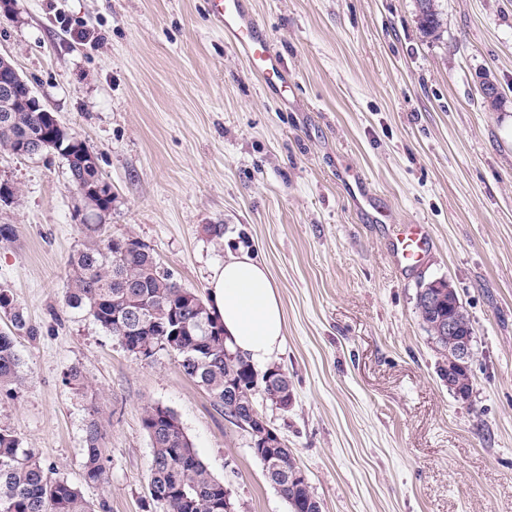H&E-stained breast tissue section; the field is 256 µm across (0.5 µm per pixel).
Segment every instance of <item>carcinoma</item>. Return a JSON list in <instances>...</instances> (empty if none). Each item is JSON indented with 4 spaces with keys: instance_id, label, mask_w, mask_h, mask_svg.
I'll return each mask as SVG.
<instances>
[{
    "instance_id": "cac0c4a2",
    "label": "carcinoma",
    "mask_w": 512,
    "mask_h": 512,
    "mask_svg": "<svg viewBox=\"0 0 512 512\" xmlns=\"http://www.w3.org/2000/svg\"><path fill=\"white\" fill-rule=\"evenodd\" d=\"M418 24L428 36H436L443 27L440 9L418 10ZM48 132L40 112L19 109L0 112V147L13 150L25 143L31 149ZM62 148L74 156L72 166L85 195L81 198L83 214L79 230L83 247L68 261L66 305L93 318L108 335L127 350L146 358L159 351L175 355L180 370L202 386L214 405L224 410L233 425L250 432L254 424L241 411L224 405V386L231 378L242 382L240 402H254L256 394L269 393L263 376L239 356L224 357L223 331L218 327L204 299L183 287L174 274L165 269L149 245L126 234L113 237L106 233L100 219L99 199L94 188L103 181L99 166H84L77 153L94 151L76 134L62 135ZM139 310L142 329L132 334L124 322L128 310ZM0 311L10 316L14 334L0 333V394L13 395L20 381L21 360L15 348V335L35 338L38 329L25 316L9 291L0 289ZM445 306L431 308L416 305V313L439 353L448 351V341L436 335L435 317ZM92 410L86 429L84 480H104L110 458L104 448L105 433ZM152 446L148 486L157 489L165 512H224V482L210 472L198 456L176 413L170 408L151 404L142 420ZM284 475L280 493L290 512H321L309 482L288 480L287 473L297 468L290 448L280 449ZM0 512H96L95 505L67 479L53 476L32 448L21 446L11 431L0 428Z\"/></svg>"
}]
</instances>
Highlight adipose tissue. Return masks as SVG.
Returning <instances> with one entry per match:
<instances>
[{
	"label": "adipose tissue",
	"mask_w": 512,
	"mask_h": 512,
	"mask_svg": "<svg viewBox=\"0 0 512 512\" xmlns=\"http://www.w3.org/2000/svg\"><path fill=\"white\" fill-rule=\"evenodd\" d=\"M208 307L233 349L255 369L280 351L286 319L268 269L248 251L228 253L207 280Z\"/></svg>",
	"instance_id": "adipose-tissue-1"
}]
</instances>
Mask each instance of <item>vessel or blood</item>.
I'll return each instance as SVG.
<instances>
[{
    "label": "vessel or blood",
    "instance_id": "1",
    "mask_svg": "<svg viewBox=\"0 0 512 512\" xmlns=\"http://www.w3.org/2000/svg\"><path fill=\"white\" fill-rule=\"evenodd\" d=\"M209 12L225 42L239 50L255 74L265 79L267 86L285 90L288 75L267 32L254 16L243 7V0H210ZM393 258L403 268L417 266L428 253L432 238L424 224L396 226Z\"/></svg>",
    "mask_w": 512,
    "mask_h": 512
}]
</instances>
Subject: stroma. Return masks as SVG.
<instances>
[{
    "label": "stroma",
    "mask_w": 512,
    "mask_h": 512,
    "mask_svg": "<svg viewBox=\"0 0 512 512\" xmlns=\"http://www.w3.org/2000/svg\"><path fill=\"white\" fill-rule=\"evenodd\" d=\"M439 40L416 0H245L291 89L279 99L227 45L208 0H12L0 53L85 139L112 186L106 231L150 245L183 287L245 247L269 268L286 336L274 364L293 405L256 395L323 512H512V0H438ZM503 93L488 109L481 82ZM375 208L429 225L405 271ZM0 288L35 325L16 349L21 382L0 397L13 431L88 501L143 509L145 408L173 410L236 512H289L232 425L172 353L124 350L65 304L81 248L78 194L57 155L0 154ZM220 224L222 237L208 227ZM443 278L475 328L473 390L455 398L416 313L420 281ZM80 367L88 386L64 380ZM104 411L107 476L83 479L92 407Z\"/></svg>",
    "instance_id": "1"
}]
</instances>
